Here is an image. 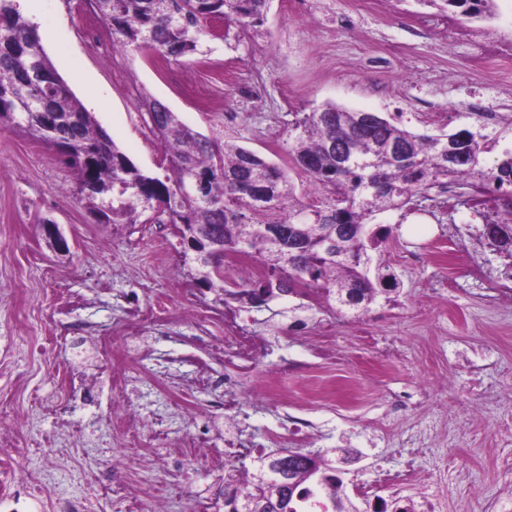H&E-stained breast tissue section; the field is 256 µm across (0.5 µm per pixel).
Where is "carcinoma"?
I'll return each instance as SVG.
<instances>
[{
    "label": "carcinoma",
    "mask_w": 512,
    "mask_h": 512,
    "mask_svg": "<svg viewBox=\"0 0 512 512\" xmlns=\"http://www.w3.org/2000/svg\"><path fill=\"white\" fill-rule=\"evenodd\" d=\"M469 19L493 15L495 0H441ZM123 49L148 48L168 61L198 50L199 36L212 19L257 31L269 0H91ZM152 130L168 161L167 174L150 176L116 145L55 71L19 0H0V130L19 129L63 155L74 171L77 194L106 224H172L178 236L194 234L220 246L224 254L257 258L263 275L237 291L248 303L257 288L295 295L303 310L334 309L360 315L378 297L393 292V275L369 252L388 240L391 228L369 233L376 215L406 208L452 177L465 178L495 211L484 226L503 236L497 252L508 259L503 275L512 278V147L494 166L482 155L493 150L503 131L461 129L452 134H418L376 112L325 103L294 126L289 155L311 184L325 192L318 205L299 201L287 170L234 141L215 146L188 127L160 100L142 96ZM253 213H275L255 222ZM196 280L217 296L224 269L200 257ZM332 449L303 450L295 458L271 460L252 472L228 470L224 477L227 512H298L296 496L314 484H334L332 512H357L329 475ZM249 486L244 503L239 487Z\"/></svg>",
    "instance_id": "cac0c4a2"
}]
</instances>
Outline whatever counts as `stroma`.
Returning a JSON list of instances; mask_svg holds the SVG:
<instances>
[{"label": "stroma", "instance_id": "35a3bbf8", "mask_svg": "<svg viewBox=\"0 0 512 512\" xmlns=\"http://www.w3.org/2000/svg\"><path fill=\"white\" fill-rule=\"evenodd\" d=\"M308 0L298 12L292 0H270L261 36L244 40L226 24L208 22L197 53L176 62L144 50L107 53L88 33L97 14L88 0H30L41 20V43L56 71L81 103L98 97L93 114L143 171L164 176L167 163L141 104L151 95L189 127L221 142L235 137L267 161L285 167L304 203L315 200L308 177L289 165V135L297 118L326 102L398 116L419 134L478 129L475 99L512 116V69L475 67L470 36L512 55V0H496L492 17L469 20L458 9L437 12L428 0ZM238 116L224 122L225 113ZM277 138H269V130ZM454 210L435 197H418L406 212L378 215L393 233L374 262L393 271L400 288L359 317L318 310L310 330L336 327L342 361L311 358L290 332L295 296L243 309L250 328L263 336L267 364L302 368L287 381L305 396L296 417L308 422L321 448L346 443L358 462L344 474V491L368 479L377 465L398 462L408 434L429 450L420 467L438 512H486L487 500L512 504V438L499 448L491 436L512 421V301H491L488 288L503 278L504 260L483 236V218L457 189ZM58 224L68 242L52 249L43 219ZM435 247L437 259L405 263L410 252ZM180 238L170 224H103L75 195V176L65 159L16 130L0 131V399L8 398L24 422L16 437L21 455L0 464V491L14 489L25 471L41 487L38 501L0 502V512H53L59 499L81 501L84 512H124L120 499L96 492L104 475L139 493L170 490L169 512H192L196 496L221 498L224 472L200 470L192 460L172 461L170 444L146 438L131 448L113 434L110 382L100 365L97 338L108 333L128 303H163L168 320L147 326L123 354L141 349L152 358L147 373L124 395L126 407L149 416L186 394L190 409L179 421L184 435L206 437L212 452L224 450V412L211 395L189 393L197 364L224 376V307L214 293L197 289L182 264ZM75 298L79 309H64ZM213 307V320L190 309ZM382 343L396 344L394 366L380 370L374 355L353 346L358 327ZM64 344H57V337ZM73 372L92 382L94 399L70 401L60 381ZM249 395L243 417L256 435L285 413L262 406L259 378L241 380ZM405 390L419 406L397 418L387 402Z\"/></svg>", "mask_w": 512, "mask_h": 512}]
</instances>
